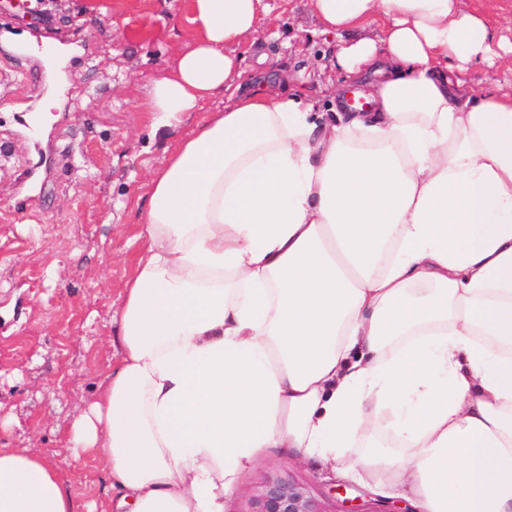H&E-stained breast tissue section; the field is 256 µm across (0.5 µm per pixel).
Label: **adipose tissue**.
<instances>
[{"instance_id": "ef3b65f1", "label": "adipose tissue", "mask_w": 512, "mask_h": 512, "mask_svg": "<svg viewBox=\"0 0 512 512\" xmlns=\"http://www.w3.org/2000/svg\"><path fill=\"white\" fill-rule=\"evenodd\" d=\"M308 6L367 111L233 93L267 6L192 0L198 39L143 106L155 130L204 118L151 174L120 359L73 442L135 512H224L269 448L391 474L420 512H512V95L468 81L512 44L463 0ZM78 509L0 448V512Z\"/></svg>"}]
</instances>
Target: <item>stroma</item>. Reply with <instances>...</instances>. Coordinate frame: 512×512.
Wrapping results in <instances>:
<instances>
[{"label":"stroma","instance_id":"1","mask_svg":"<svg viewBox=\"0 0 512 512\" xmlns=\"http://www.w3.org/2000/svg\"><path fill=\"white\" fill-rule=\"evenodd\" d=\"M258 37L285 90L333 106L336 36L305 0H267ZM191 0H0V448L64 470L82 512L112 495L99 458L75 457L73 424L118 351L113 312L148 242V180L202 120L152 135L147 85L190 49ZM291 472L316 494L367 487L271 448L239 476L224 512L257 477Z\"/></svg>","mask_w":512,"mask_h":512}]
</instances>
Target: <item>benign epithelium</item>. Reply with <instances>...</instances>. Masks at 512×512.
<instances>
[{
  "mask_svg": "<svg viewBox=\"0 0 512 512\" xmlns=\"http://www.w3.org/2000/svg\"><path fill=\"white\" fill-rule=\"evenodd\" d=\"M243 512H338L292 476L263 474L251 487Z\"/></svg>",
  "mask_w": 512,
  "mask_h": 512,
  "instance_id": "7a95c632",
  "label": "benign epithelium"
}]
</instances>
